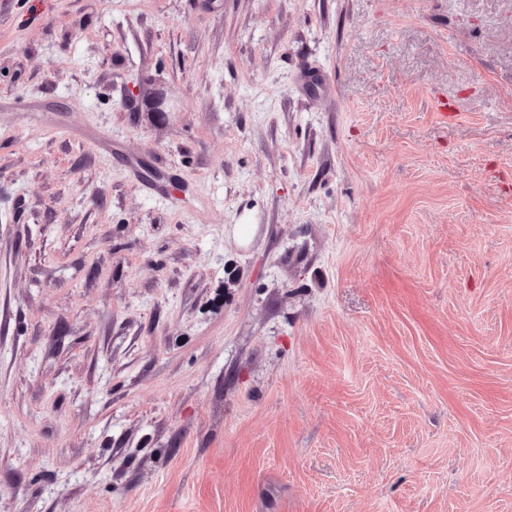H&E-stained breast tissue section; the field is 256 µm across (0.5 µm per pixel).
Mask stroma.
I'll use <instances>...</instances> for the list:
<instances>
[{
    "mask_svg": "<svg viewBox=\"0 0 512 512\" xmlns=\"http://www.w3.org/2000/svg\"><path fill=\"white\" fill-rule=\"evenodd\" d=\"M0 512H512V0H0Z\"/></svg>",
    "mask_w": 512,
    "mask_h": 512,
    "instance_id": "obj_1",
    "label": "stroma"
}]
</instances>
